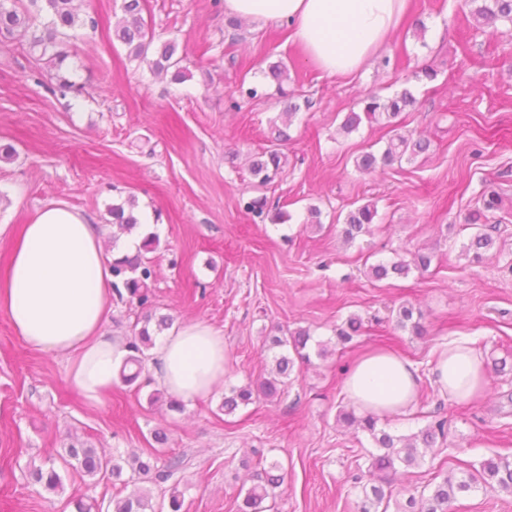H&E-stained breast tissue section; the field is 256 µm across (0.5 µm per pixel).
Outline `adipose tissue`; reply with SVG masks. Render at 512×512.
<instances>
[{"label": "adipose tissue", "instance_id": "adipose-tissue-1", "mask_svg": "<svg viewBox=\"0 0 512 512\" xmlns=\"http://www.w3.org/2000/svg\"><path fill=\"white\" fill-rule=\"evenodd\" d=\"M407 0H224L226 13L250 21L287 22L292 39L326 74L361 69L405 13ZM112 301V274L103 234L81 212L48 205L14 241L0 308L32 349L63 357L66 380L92 404L117 384L129 350L103 329ZM156 384L187 403L212 395L224 381V338L195 322L164 336L149 362ZM433 376L441 393L458 401L484 394L485 365L468 342L443 349ZM413 363L370 350L349 372L344 388L362 411L381 417L406 413L418 395Z\"/></svg>", "mask_w": 512, "mask_h": 512}]
</instances>
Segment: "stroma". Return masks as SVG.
<instances>
[{
  "label": "stroma",
  "mask_w": 512,
  "mask_h": 512,
  "mask_svg": "<svg viewBox=\"0 0 512 512\" xmlns=\"http://www.w3.org/2000/svg\"><path fill=\"white\" fill-rule=\"evenodd\" d=\"M123 0H84L97 29L82 28L67 51L83 94L60 93L19 44L0 43V276L9 245L37 209L64 204L92 223L112 222L108 205L135 197L161 241L153 314L175 325L202 321L224 337V382L243 386L269 376L265 337L279 328L309 329L325 356L296 364L287 393L227 415L221 395L184 412L149 405L146 393L117 384L90 405L66 381L63 359L35 351L0 310V512H66L70 497L111 501V484L68 472L64 494L28 484L32 461L59 457L71 436L107 449L119 463L165 431L168 451L193 458L182 485L183 512H236L251 469L281 462L288 486L277 512H355L370 475V437L339 422L349 402L344 380L370 348L390 350L418 369V396L402 415L381 418L395 434L418 432L437 419L448 435L423 451L419 465L397 473L388 512L409 494L491 457L512 460V30L469 22L464 0H409L402 23L360 71L332 77L288 39L274 21L227 26L223 0H148L143 16L157 39L185 47L187 77L173 83L128 57L113 35ZM422 20L424 33L414 22ZM287 63L299 111L280 145L288 162L267 189L249 174L251 156L269 147L283 103L265 73ZM436 71L418 80L417 71ZM259 95H240V86ZM410 90L414 110L403 133L425 136L430 150L414 162L376 173L356 169L361 152H382L388 128L361 123L345 135L348 112L370 93ZM238 109H230V98ZM502 205L495 257L476 263L462 246L467 217L486 188ZM279 199L288 221L247 213L258 196ZM375 202L372 232L345 243L343 219L354 205ZM321 223L305 227L309 207ZM423 250L426 272L372 279V264ZM423 312L424 333L396 328L400 306ZM359 336L340 344L348 316ZM467 340L482 356L486 397L455 401L438 393L431 365L439 348Z\"/></svg>",
  "instance_id": "stroma-1"
}]
</instances>
